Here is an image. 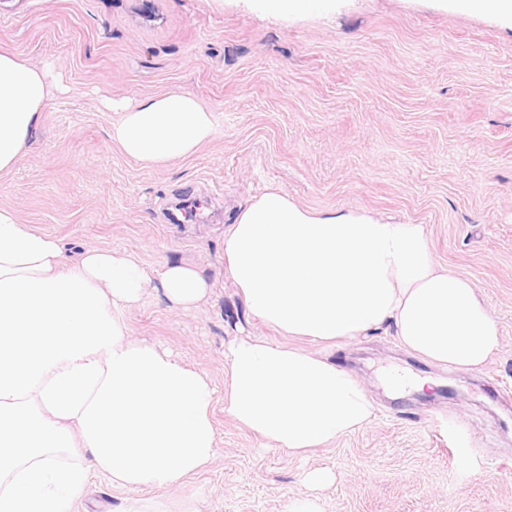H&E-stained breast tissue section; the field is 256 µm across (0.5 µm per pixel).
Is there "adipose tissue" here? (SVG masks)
Masks as SVG:
<instances>
[{
  "label": "adipose tissue",
  "mask_w": 512,
  "mask_h": 512,
  "mask_svg": "<svg viewBox=\"0 0 512 512\" xmlns=\"http://www.w3.org/2000/svg\"><path fill=\"white\" fill-rule=\"evenodd\" d=\"M62 89L51 64L0 54V172ZM117 108L113 141L148 166L190 156L215 134L211 113L186 92ZM224 255L251 313L287 335L330 341L388 327L406 350L464 372L499 347L471 282L434 262L426 225L313 213L270 188L225 230ZM153 283L180 308L210 288L182 262L152 273L131 255L95 249L66 263L56 237L0 207V512H72L92 470L134 490L178 483L211 462L206 377L130 340L115 313ZM224 358L225 411L281 450L333 442L373 414L353 373L327 357L246 337Z\"/></svg>",
  "instance_id": "1"
}]
</instances>
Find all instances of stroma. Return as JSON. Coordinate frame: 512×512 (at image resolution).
<instances>
[{
    "mask_svg": "<svg viewBox=\"0 0 512 512\" xmlns=\"http://www.w3.org/2000/svg\"><path fill=\"white\" fill-rule=\"evenodd\" d=\"M0 53L51 63L67 87L10 171L0 207L85 248L149 269L188 261L212 288L196 308L147 289L122 309L131 339L166 349L214 390L212 462L136 492L90 472L74 512H512V27L441 0H333L279 17L259 0H0ZM194 95L216 133L156 168L113 142L105 99ZM274 185L312 212L360 211L423 224L442 266L471 280L501 329L476 372L430 363L380 329L334 343L287 336L253 316L226 271L224 231ZM252 336L330 357L374 405L360 430L293 456L224 410V349ZM397 365L439 379L395 395ZM329 482L309 487V473Z\"/></svg>",
    "mask_w": 512,
    "mask_h": 512,
    "instance_id": "stroma-1",
    "label": "stroma"
}]
</instances>
